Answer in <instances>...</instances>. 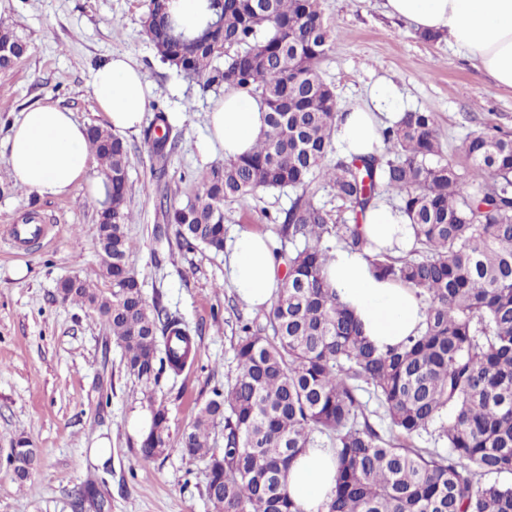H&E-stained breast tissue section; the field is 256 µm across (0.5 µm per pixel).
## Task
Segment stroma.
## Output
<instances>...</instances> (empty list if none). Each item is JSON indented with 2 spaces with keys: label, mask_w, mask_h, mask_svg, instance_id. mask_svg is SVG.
<instances>
[{
  "label": "stroma",
  "mask_w": 512,
  "mask_h": 512,
  "mask_svg": "<svg viewBox=\"0 0 512 512\" xmlns=\"http://www.w3.org/2000/svg\"><path fill=\"white\" fill-rule=\"evenodd\" d=\"M147 4L0 0V26L29 46L20 64L0 70V512H74V490L90 482L97 495L85 512H214L206 462L189 455L181 440L213 389L233 382L238 328L259 311L239 298L223 255L181 247L177 226L158 205L163 197L177 203L194 197L202 173L222 162L206 138L207 114L222 93L202 91L160 62L143 32ZM320 9L335 38L321 76L339 109L363 103L377 84L392 83L394 116L434 113L443 159L461 171L468 133L489 126L512 132V88L496 85L447 39H421L412 26L386 15L384 0H320ZM115 53L130 54L140 66L178 137L159 174L143 133L123 135L126 208L133 215L125 230L135 244L128 266L148 303L197 330L194 364L164 377L152 395L127 373L123 350L97 313L57 293L69 277L112 290L101 276L97 204L88 184L65 197L37 199L13 185L8 165L11 124L32 105L52 102L85 125L104 124L89 84L95 68ZM292 198L289 190H261L247 205L225 204V241L249 230L280 244L274 219ZM34 206L42 217L39 235L10 244L9 227ZM153 397L167 405L168 437L163 453L145 467L130 422ZM21 434L40 461L23 481L8 462ZM102 442L111 450L104 461L91 453Z\"/></svg>",
  "instance_id": "stroma-1"
}]
</instances>
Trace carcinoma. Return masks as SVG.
Returning a JSON list of instances; mask_svg holds the SVG:
<instances>
[{"label":"carcinoma","mask_w":512,"mask_h":512,"mask_svg":"<svg viewBox=\"0 0 512 512\" xmlns=\"http://www.w3.org/2000/svg\"><path fill=\"white\" fill-rule=\"evenodd\" d=\"M207 21L188 35L170 0H148L144 34L160 61L199 81L262 101L268 129L256 148L213 165L195 198L165 209L190 248L224 250V203L246 204L259 189L296 191L284 212L281 240L302 248L286 268L266 316L240 327L237 375L200 407L182 448L207 459L215 512H300L288 495V467L328 438L337 463L325 512H512V134L479 132L460 150L468 171L442 160L431 112H406L382 131L379 155L336 157V96L320 76L333 38L319 0H206ZM0 44L21 61L28 46L6 27ZM144 130L159 165L176 141L164 110ZM90 151L102 165L107 199L98 209L105 294L79 278L59 284L64 301L93 308L124 351L130 376L146 388L193 362V330L156 303L148 305L127 264L124 225L129 158L124 141L97 125ZM321 180L348 203L352 223L331 224L314 201ZM399 201L415 228L406 256H366L373 270L417 290L426 303L423 331L385 352L363 336L324 274V236L344 248H368L361 226L385 196ZM375 398L390 432L369 421L362 393ZM152 424L139 459L152 464L166 447L168 410L150 405ZM224 452L209 454L216 426ZM448 453L424 452L408 440L431 427ZM14 472L27 478L36 458L20 435Z\"/></svg>","instance_id":"carcinoma-1"}]
</instances>
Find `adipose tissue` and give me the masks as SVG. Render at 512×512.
<instances>
[{"label":"adipose tissue","mask_w":512,"mask_h":512,"mask_svg":"<svg viewBox=\"0 0 512 512\" xmlns=\"http://www.w3.org/2000/svg\"><path fill=\"white\" fill-rule=\"evenodd\" d=\"M386 12L418 31L444 36L449 46L480 63L497 85L512 88V0H386ZM89 92L113 131L137 130L153 88L132 58L115 54L95 70ZM389 90L371 104L347 111L334 136L349 155H367L382 145L379 113ZM266 108L258 99L230 89L208 114V139L225 158L250 152L266 130ZM8 164L14 183L41 196L62 197L90 181L104 200L101 179H90L87 128L55 104L31 108L14 120ZM375 250L391 255L410 248L413 229L390 207L370 210L362 226ZM227 272L240 298L259 308L271 306L282 280L279 261L265 238L241 231L232 243ZM340 302L355 316L363 334L379 349L399 345L424 327L426 306L415 289L376 276L362 253L339 248L325 270ZM286 485L300 512H323L336 486V464L322 445L304 449L286 473Z\"/></svg>","instance_id":"obj_1"}]
</instances>
